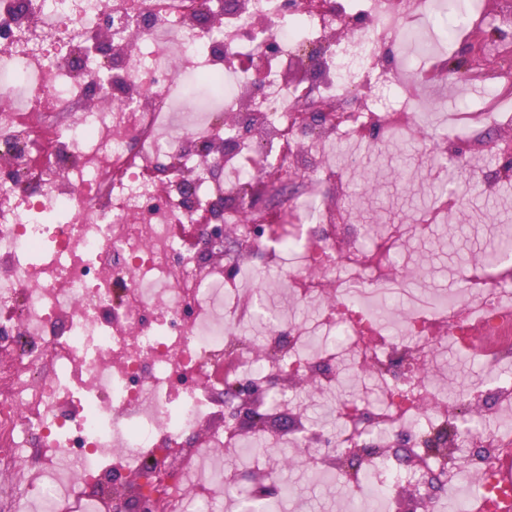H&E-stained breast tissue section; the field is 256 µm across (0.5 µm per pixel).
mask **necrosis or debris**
Returning a JSON list of instances; mask_svg holds the SVG:
<instances>
[{"label": "necrosis or debris", "mask_w": 512, "mask_h": 512, "mask_svg": "<svg viewBox=\"0 0 512 512\" xmlns=\"http://www.w3.org/2000/svg\"><path fill=\"white\" fill-rule=\"evenodd\" d=\"M203 10L221 25L201 24ZM445 10V0L416 9L410 0H0V92L12 102L0 110V154L15 165L0 181V471L14 477L0 512L35 502L81 512L84 483L114 492L131 474L143 476L156 512H183L180 490L193 474L225 467L209 448L250 454L224 424L225 381L288 368L327 390L343 366L366 378L360 397L337 403L335 435L319 441L293 413L281 431L317 459L319 477L350 481L372 512H444L453 497L467 512L473 472L493 506L512 495V432L495 426L512 414V256L473 263L459 293L410 294L393 260L410 225L369 236L330 159L336 143L393 136L447 155L425 103L448 62L430 23ZM107 18L114 39L134 36L137 50L84 69L79 58L93 53ZM343 19L353 29L338 42ZM388 37L399 46L395 76L378 64ZM308 46L321 53L306 77ZM503 53L481 45L474 82L492 94L448 123L472 157L512 123V75L495 64ZM94 88L111 95V110H86ZM243 99L244 136L223 120ZM339 99L349 107L333 110ZM186 138L229 142L222 184L179 155ZM174 156L176 174L156 179ZM219 193L239 248L279 268L296 256L305 272L289 276L291 293L321 302L336 345H314L288 320L270 328L273 355H229V337L260 305L237 257L196 261L205 204ZM449 344L486 370L451 402L424 368ZM465 407L482 426L460 429ZM208 422L220 426L208 447L182 446ZM402 435L407 474L389 452ZM367 446L348 468L349 450ZM35 447L52 451L37 482L26 463Z\"/></svg>", "instance_id": "necrosis-or-debris-1"}]
</instances>
